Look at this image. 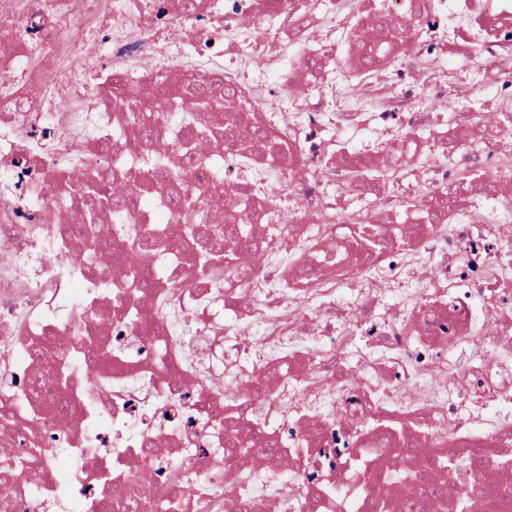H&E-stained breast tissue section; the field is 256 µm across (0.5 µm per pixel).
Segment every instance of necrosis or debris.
<instances>
[{
  "label": "necrosis or debris",
  "instance_id": "1",
  "mask_svg": "<svg viewBox=\"0 0 512 512\" xmlns=\"http://www.w3.org/2000/svg\"><path fill=\"white\" fill-rule=\"evenodd\" d=\"M10 0L0 11V500L9 512H102L105 498L171 483L175 453L186 512H421L402 466L433 463L436 482L462 459L497 463L512 512V0ZM115 22L95 48L114 67L98 91L76 74L62 24ZM188 28L158 57L156 39ZM319 37H311V29ZM194 59L196 82L231 93L211 158L186 164L174 132L192 111L170 98L154 125L166 144L112 137L115 93L141 96ZM63 108H55L56 99ZM253 162L225 145L252 131ZM428 154L432 164L419 163ZM184 169L186 198L224 186V214L245 209L258 261L202 267L167 204L126 213L129 230L164 226L178 255L141 317H126L121 279L84 262L57 201L111 171L135 188L140 161ZM386 183L357 181L356 162ZM38 348L88 367L32 400ZM29 413L15 411L21 399ZM235 416L280 441L256 466L213 456ZM29 448L40 463L8 476ZM288 472H281L282 461Z\"/></svg>",
  "mask_w": 512,
  "mask_h": 512
}]
</instances>
